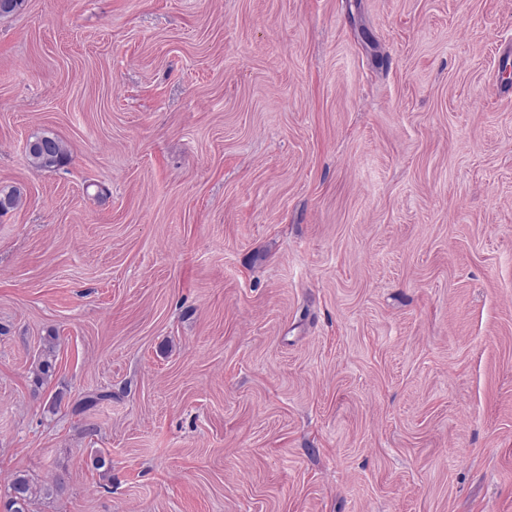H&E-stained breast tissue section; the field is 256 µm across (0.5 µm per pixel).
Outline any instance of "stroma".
Wrapping results in <instances>:
<instances>
[{
  "instance_id": "35a3bbf8",
  "label": "stroma",
  "mask_w": 512,
  "mask_h": 512,
  "mask_svg": "<svg viewBox=\"0 0 512 512\" xmlns=\"http://www.w3.org/2000/svg\"><path fill=\"white\" fill-rule=\"evenodd\" d=\"M507 51L512 0L0 17V494L512 512ZM28 159L38 168H54L67 157L64 143L56 136L40 135L30 140L27 146ZM63 488L62 480L55 479L51 485L37 487L25 474L13 477L3 502V512H32L38 497L50 498Z\"/></svg>"
}]
</instances>
